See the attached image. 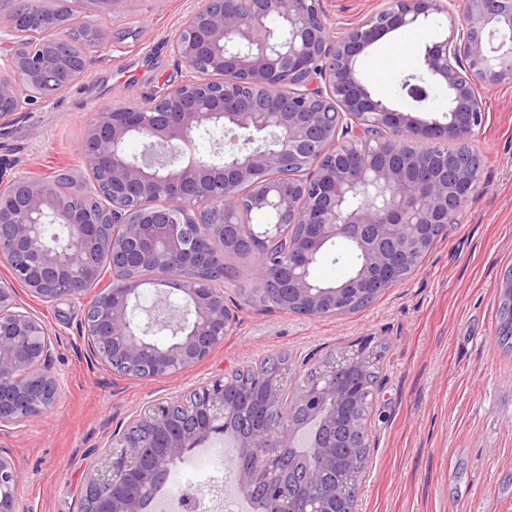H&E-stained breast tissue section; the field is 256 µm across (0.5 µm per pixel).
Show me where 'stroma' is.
<instances>
[{
    "instance_id": "obj_1",
    "label": "stroma",
    "mask_w": 512,
    "mask_h": 512,
    "mask_svg": "<svg viewBox=\"0 0 512 512\" xmlns=\"http://www.w3.org/2000/svg\"><path fill=\"white\" fill-rule=\"evenodd\" d=\"M200 0H114L103 14L111 45L90 48L94 65L73 87L26 106L0 128V182L61 172L87 177L81 151L88 123L111 105L132 104L190 78L173 44ZM334 34L360 23L384 0H320ZM445 24L407 40L385 36L357 68L371 91L402 111L430 118L446 94L416 105L401 88L419 53ZM485 110L474 144L475 191L402 283L360 311L311 318L245 304L237 325L207 358L165 378L121 377L96 363L78 301L48 305L14 282L0 260V284L56 335L45 363L59 382L44 416L0 429V454L22 467L18 512H77L88 477L116 429L148 402L188 395L275 352L325 356L357 343L380 354L369 464L355 512H512V350L497 337L505 273L512 271V85L481 90Z\"/></svg>"
}]
</instances>
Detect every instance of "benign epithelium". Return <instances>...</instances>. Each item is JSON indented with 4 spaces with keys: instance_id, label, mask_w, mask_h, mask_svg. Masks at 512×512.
Instances as JSON below:
<instances>
[{
    "instance_id": "1",
    "label": "benign epithelium",
    "mask_w": 512,
    "mask_h": 512,
    "mask_svg": "<svg viewBox=\"0 0 512 512\" xmlns=\"http://www.w3.org/2000/svg\"><path fill=\"white\" fill-rule=\"evenodd\" d=\"M92 5L79 22L90 45L112 42L101 21L112 0ZM10 15L16 38L0 46V127L48 92L67 89L89 70L91 58L73 54L67 40L49 32L69 26L68 13L48 14L42 0H17ZM444 17L446 34L425 46L419 72L403 78V89L423 102L433 86L448 89L444 120L423 121L374 96L356 70L358 57L391 32ZM177 55L195 78L168 88L150 103H122L89 122L82 145L88 168L101 180L81 184L76 203L64 207L51 180L18 178L0 188V257L15 281L46 304L86 300L84 324L92 353L103 363L119 359L130 367L151 365L167 377L207 358L233 328L234 313L224 290L205 288L194 276L210 265L205 239L224 237V212L240 204L249 186L252 208L278 217L266 235L288 220L304 225L289 239L288 264H263L257 283L285 292V303L313 318L329 301L353 288L378 291L411 255L428 245L438 224H450L474 190L480 156L472 143L484 122L478 90L512 84V0H385V6L339 37L319 0H201L175 40ZM323 86L312 89L314 78ZM286 87L289 95L278 90ZM222 129L229 143L237 131L255 137L229 157L206 159L196 140ZM379 130L387 136L355 161L349 133ZM142 145L130 155L127 143ZM454 144L451 154L439 145ZM38 224H60L64 243H50ZM113 225L103 240L104 225ZM348 240L361 264L345 281L316 283L309 265L325 245ZM112 253L110 284L86 298V286L104 273L94 262L100 248ZM175 260L188 272L179 296L184 310L175 328L157 318L143 327L140 281L133 270L145 263ZM171 330L160 344L155 335ZM54 348L48 329L0 287V427L46 414L58 383L41 371ZM372 356L362 348L317 360L311 378L295 396L306 409L301 423L284 430L242 436L238 447L257 452L252 463L233 458L240 492L252 497L261 484L270 501L280 498L275 478L261 470L273 448H286L305 466L309 480L334 466L325 436L343 420L355 399L340 372L365 367ZM291 367L265 386L266 405L288 384ZM196 406L172 425L173 400L151 402L132 418L161 437L158 450L128 431L112 434L87 481L96 512H143L146 499L165 484L170 464L190 447L224 433L234 411L224 380L193 390ZM21 468L0 455V512H16ZM356 476L347 475L333 498L279 512H336V503L354 497Z\"/></svg>"
}]
</instances>
